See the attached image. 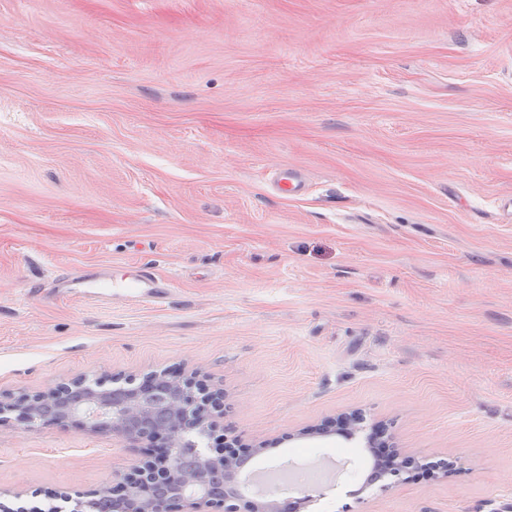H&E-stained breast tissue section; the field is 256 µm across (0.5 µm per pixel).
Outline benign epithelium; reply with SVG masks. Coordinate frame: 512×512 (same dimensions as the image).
I'll list each match as a JSON object with an SVG mask.
<instances>
[{
    "mask_svg": "<svg viewBox=\"0 0 512 512\" xmlns=\"http://www.w3.org/2000/svg\"><path fill=\"white\" fill-rule=\"evenodd\" d=\"M101 390L76 378L62 382L47 394L16 400L0 398V416L13 414L27 427L41 422L71 423L90 432L146 441L140 465L125 474L111 495L115 512H282L272 498L249 501L235 488L240 462L255 457L265 445L241 448L233 439L214 433L204 407L224 413V395L206 384L178 374L155 372L146 382ZM361 418L342 413L301 432L328 435L332 428L353 436ZM388 476L400 478L417 465L416 459L397 450L384 456Z\"/></svg>",
    "mask_w": 512,
    "mask_h": 512,
    "instance_id": "1",
    "label": "benign epithelium"
}]
</instances>
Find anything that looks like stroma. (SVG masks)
<instances>
[{
    "label": "stroma",
    "instance_id": "stroma-1",
    "mask_svg": "<svg viewBox=\"0 0 512 512\" xmlns=\"http://www.w3.org/2000/svg\"><path fill=\"white\" fill-rule=\"evenodd\" d=\"M510 199L512 0H0L2 396L179 369L256 468L340 478L260 495L512 512ZM379 423L450 473L364 485ZM142 448L8 418L0 505L90 499ZM361 418L354 413H342L336 418L327 419L322 423L302 432L303 436L311 434L328 435L336 427L338 430L345 432L349 437L353 436L360 428Z\"/></svg>",
    "mask_w": 512,
    "mask_h": 512
}]
</instances>
